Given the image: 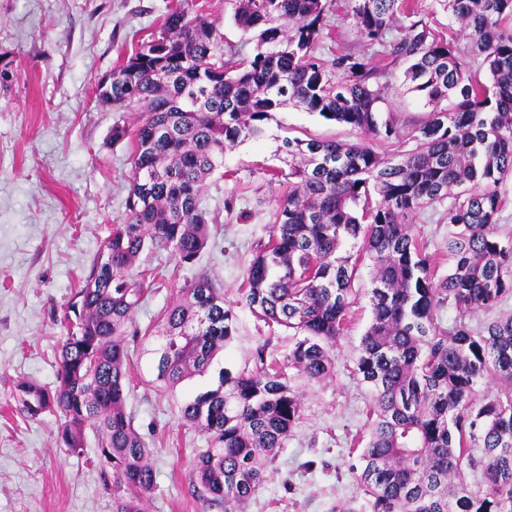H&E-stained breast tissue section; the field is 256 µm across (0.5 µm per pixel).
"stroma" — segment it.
I'll return each instance as SVG.
<instances>
[{
  "label": "stroma",
  "instance_id": "35a3bbf8",
  "mask_svg": "<svg viewBox=\"0 0 512 512\" xmlns=\"http://www.w3.org/2000/svg\"><path fill=\"white\" fill-rule=\"evenodd\" d=\"M237 0H199L218 25L220 51L234 61L252 56L256 43L231 20ZM176 0H0V512H112V492L96 462L93 436L81 453L61 446L59 419L31 417L11 396L17 382L51 386L65 330L59 322L113 224L126 212L131 185L130 143L113 142L112 127L134 113L101 104L96 85L144 41L158 33ZM370 54L353 23L333 10L316 56ZM401 68L382 106L400 131L398 141L373 140L390 155L414 148V129L426 110L420 97L400 92ZM362 141L359 130L287 106L266 124V136L224 154L208 179L203 206L211 241L195 263L169 253H144L138 268L147 295L135 313L151 330L177 290L209 275L238 318L234 340L203 376L175 391L155 387L153 363L140 342L129 345L134 386L127 411L153 450L157 488L146 512H209L189 479L205 437L183 425L179 406L217 382L220 369L252 364L257 349L286 362L291 330L267 327L240 301V287L259 242L274 222L275 200L287 183L269 181L282 166L275 150L284 138ZM370 261L361 259L352 288L347 334L334 350L332 378H292L304 411L285 448L267 471L263 488L242 512H329L336 502L361 507L363 495L349 469L348 448L371 405L353 373L360 339L371 321Z\"/></svg>",
  "mask_w": 512,
  "mask_h": 512
}]
</instances>
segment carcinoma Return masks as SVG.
Masks as SVG:
<instances>
[{"label": "carcinoma", "instance_id": "carcinoma-1", "mask_svg": "<svg viewBox=\"0 0 512 512\" xmlns=\"http://www.w3.org/2000/svg\"><path fill=\"white\" fill-rule=\"evenodd\" d=\"M470 39L469 56L419 18L413 0H344L366 56L315 55L332 0H238L233 24L256 40L237 62L218 52L220 33L195 0H178L161 31L112 72L96 93L136 113L126 213L64 307L66 329L54 387L22 381L15 392L30 416L54 412L59 443L83 450L92 429L97 463L112 474L113 512H144L155 489L152 452L126 410L128 337L145 295L134 267L144 252L192 263L210 241L201 207L206 180L224 151L259 140L274 112L293 105L349 125L370 139H397L383 117L386 79L407 62L402 87L430 107L413 149L380 156L367 141L285 138L292 179L276 203L240 294L267 326L293 331L288 368L309 380L334 375L332 349L345 335L358 256L372 261V320L354 373L372 394L365 435L350 465L369 512H512V316L481 326L471 315L512 298V238L498 233L501 186L512 178V0H440ZM398 35H393V32ZM486 67L483 82L474 70ZM448 203V273L427 251L413 219ZM457 312L444 324L448 309ZM237 316L206 275L185 283L166 307L157 343L145 349L156 386L172 390L204 375L233 339ZM219 372L214 389L180 406L203 434L190 479L210 507L240 512L303 412L285 367ZM494 380L499 391L475 398ZM481 473L473 490L468 472Z\"/></svg>", "mask_w": 512, "mask_h": 512}]
</instances>
